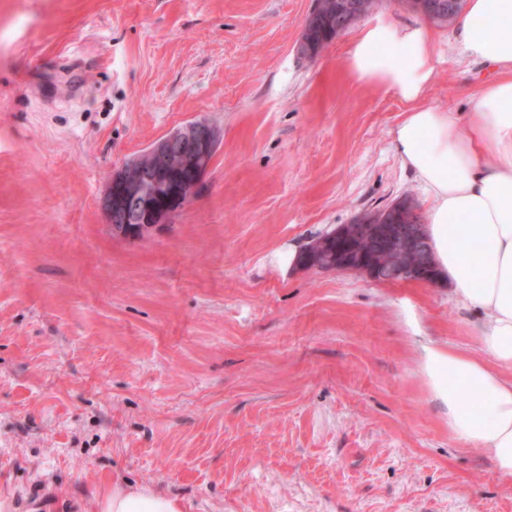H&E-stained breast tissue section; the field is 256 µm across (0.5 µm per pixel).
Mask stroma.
<instances>
[{
	"label": "stroma",
	"mask_w": 512,
	"mask_h": 512,
	"mask_svg": "<svg viewBox=\"0 0 512 512\" xmlns=\"http://www.w3.org/2000/svg\"><path fill=\"white\" fill-rule=\"evenodd\" d=\"M312 0H0V498L96 512L113 482L183 512H512V476L448 433L424 345L474 347L447 284L283 268L281 253L426 192ZM432 25L426 101L490 73ZM223 136L169 226L99 206L151 142ZM320 13L319 7H317L316 2H314L313 8H311L303 28V33L298 45V52L301 56H314L309 57V60H314L315 57L319 56L321 51L325 48L322 45L317 46L315 42L309 37V29L308 24L311 20H314Z\"/></svg>",
	"instance_id": "1"
}]
</instances>
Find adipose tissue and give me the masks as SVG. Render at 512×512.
<instances>
[{
	"instance_id": "1",
	"label": "adipose tissue",
	"mask_w": 512,
	"mask_h": 512,
	"mask_svg": "<svg viewBox=\"0 0 512 512\" xmlns=\"http://www.w3.org/2000/svg\"><path fill=\"white\" fill-rule=\"evenodd\" d=\"M455 41L496 72L465 119L423 104L434 78L431 33L379 20L354 38L345 66L407 105L393 131L402 165L428 198L425 231L440 279L475 315V349L425 346V371L448 432L512 475V0H467ZM99 512H183L141 484H113Z\"/></svg>"
}]
</instances>
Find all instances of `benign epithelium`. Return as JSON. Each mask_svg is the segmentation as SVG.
I'll return each instance as SVG.
<instances>
[{
    "instance_id": "benign-epithelium-1",
    "label": "benign epithelium",
    "mask_w": 512,
    "mask_h": 512,
    "mask_svg": "<svg viewBox=\"0 0 512 512\" xmlns=\"http://www.w3.org/2000/svg\"><path fill=\"white\" fill-rule=\"evenodd\" d=\"M409 10L435 24H445L461 12L463 0H401ZM362 16L359 0H344L328 29L342 35ZM323 50L303 28L298 45L302 56L317 57ZM221 144V132L200 119L186 123L153 141L142 154L116 170L100 201L112 236L136 241L169 225L203 185ZM363 231L377 244L371 256L352 260L333 244L358 238ZM305 269L353 271L373 281H431L432 254L422 213L413 199L399 198L310 242L303 251Z\"/></svg>"
}]
</instances>
